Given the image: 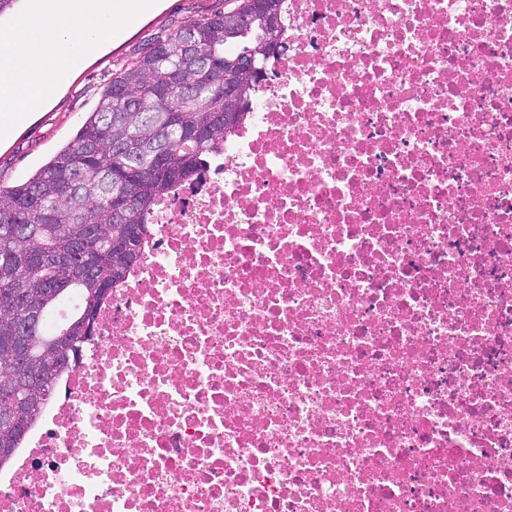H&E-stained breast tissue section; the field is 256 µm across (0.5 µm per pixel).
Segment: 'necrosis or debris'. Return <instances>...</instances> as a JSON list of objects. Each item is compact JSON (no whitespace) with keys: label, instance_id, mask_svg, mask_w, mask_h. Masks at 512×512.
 Wrapping results in <instances>:
<instances>
[{"label":"necrosis or debris","instance_id":"4bbe7bcc","mask_svg":"<svg viewBox=\"0 0 512 512\" xmlns=\"http://www.w3.org/2000/svg\"><path fill=\"white\" fill-rule=\"evenodd\" d=\"M0 512H512V0H286Z\"/></svg>","mask_w":512,"mask_h":512}]
</instances>
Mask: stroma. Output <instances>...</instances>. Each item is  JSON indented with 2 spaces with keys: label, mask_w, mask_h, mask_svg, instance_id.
<instances>
[{
  "label": "stroma",
  "mask_w": 512,
  "mask_h": 512,
  "mask_svg": "<svg viewBox=\"0 0 512 512\" xmlns=\"http://www.w3.org/2000/svg\"><path fill=\"white\" fill-rule=\"evenodd\" d=\"M225 0H159L156 10L122 34L79 69L69 85L54 92L49 106L15 124L0 140V187L27 180L95 111L113 77L151 44L205 14L224 10Z\"/></svg>",
  "instance_id": "1"
}]
</instances>
